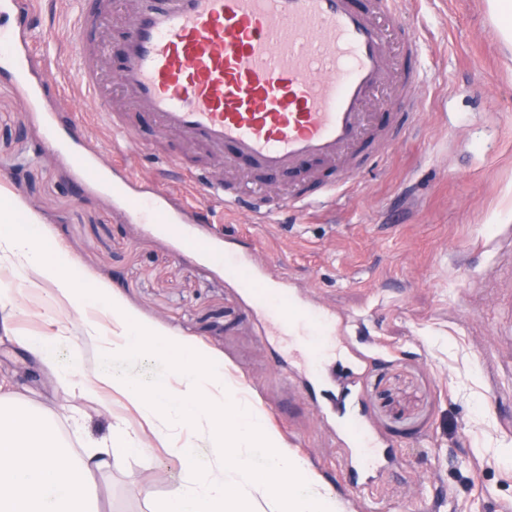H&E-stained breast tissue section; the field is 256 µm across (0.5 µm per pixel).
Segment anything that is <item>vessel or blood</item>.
Segmentation results:
<instances>
[{
    "label": "vessel or blood",
    "instance_id": "obj_1",
    "mask_svg": "<svg viewBox=\"0 0 512 512\" xmlns=\"http://www.w3.org/2000/svg\"><path fill=\"white\" fill-rule=\"evenodd\" d=\"M397 2L370 0L362 9L356 0H136L114 78L155 137L204 145L213 159L242 162L270 177L312 161L359 167L369 144L390 147L399 137L398 129L374 122L373 96L388 90L396 114L417 104V74L400 61L418 55L420 38ZM102 19L99 0H79L70 44L77 97L99 101L98 115L114 139L131 142L138 129L101 102L94 32ZM182 172L196 182L201 202L255 223L336 195L331 183L281 202L202 179L189 165ZM123 202L146 224H188L195 214L186 203L169 212L159 197L137 191L126 192ZM261 294L280 334L305 325L308 310L288 289ZM354 441V450L343 453L344 466L353 488L362 490L383 473L381 441L361 428Z\"/></svg>",
    "mask_w": 512,
    "mask_h": 512
}]
</instances>
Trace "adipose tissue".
Segmentation results:
<instances>
[{
	"instance_id": "obj_1",
	"label": "adipose tissue",
	"mask_w": 512,
	"mask_h": 512,
	"mask_svg": "<svg viewBox=\"0 0 512 512\" xmlns=\"http://www.w3.org/2000/svg\"><path fill=\"white\" fill-rule=\"evenodd\" d=\"M145 451L117 425L102 444L72 447L55 418L0 381V512H99L93 475L107 471L112 457Z\"/></svg>"
}]
</instances>
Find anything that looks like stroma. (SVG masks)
<instances>
[{"instance_id": "35a3bbf8", "label": "stroma", "mask_w": 512, "mask_h": 512, "mask_svg": "<svg viewBox=\"0 0 512 512\" xmlns=\"http://www.w3.org/2000/svg\"><path fill=\"white\" fill-rule=\"evenodd\" d=\"M75 2L39 0L29 28L0 44V199L31 212L51 253L132 319L222 359L225 376L309 477L332 489L340 512H507L512 258L499 241L512 233V53L487 0H403L421 37L418 112L395 145H370V162L335 205L267 224L215 209L209 224L181 235L125 209V170L110 164L113 137L102 122L62 119V144L48 138L43 114L78 106L62 84ZM24 46L32 63L21 79L10 59ZM122 151L127 170L164 186L171 209L186 190L157 153L210 167L204 150L174 136H144ZM76 152L96 156L95 174L74 164ZM228 251L286 274L298 301L323 319H353L348 346H334L325 331L303 351L276 336L255 311L252 288L228 274ZM0 282L19 290L0 301V319L11 318L19 335L60 337L62 360L80 341L85 369L99 365L100 345L84 340V324L109 326L107 308L89 299L75 313L46 275L6 256ZM317 357L357 370L364 424L395 457L372 491L346 479L336 418L318 410L336 386L304 366ZM0 376L61 418L73 443L105 438L117 424L146 438L145 454L118 458L97 477L101 512H158V502L172 500L192 479L175 445L196 444L209 458L195 432L155 425L108 386L62 385L8 342Z\"/></svg>"}]
</instances>
